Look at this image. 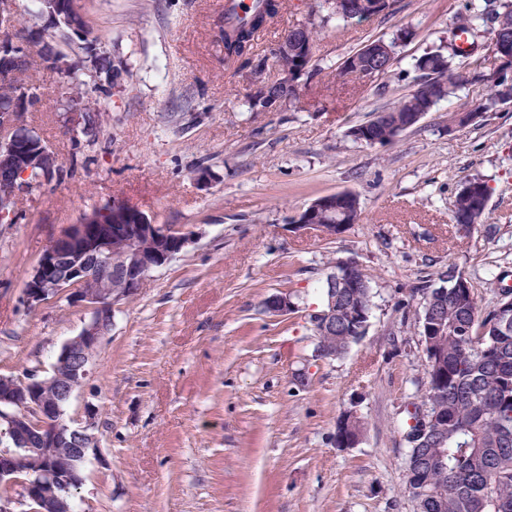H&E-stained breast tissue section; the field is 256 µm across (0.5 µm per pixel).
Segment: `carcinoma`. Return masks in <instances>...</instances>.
Wrapping results in <instances>:
<instances>
[{"label":"carcinoma","instance_id":"obj_1","mask_svg":"<svg viewBox=\"0 0 512 512\" xmlns=\"http://www.w3.org/2000/svg\"><path fill=\"white\" fill-rule=\"evenodd\" d=\"M278 0H262L261 7L253 13L264 25L274 22L280 12ZM498 24L512 31V0H472L469 13L462 18L458 29L472 33L490 24L491 16ZM220 33L216 35V52L226 63L241 62L254 65L258 70L267 61L279 63L275 51L260 57L255 54V37L260 29L251 20L229 22L225 16L218 18ZM79 37L84 53L78 61L60 70L62 79L70 86V95L64 111L86 108V97L91 89L80 78V71L87 69L105 74L107 83L119 75L112 59L98 53V30L90 19H85ZM299 38L293 45L294 53L288 63L296 59L309 64L313 60L314 31L302 25ZM70 42V30L59 22L58 33L48 36L24 37L17 48L22 58L16 83L29 87L32 95L30 111L42 104L37 88L27 81V72L35 64L57 63L67 60L58 48ZM457 51L448 54L438 48L415 59L414 70L419 72V82L431 87L430 94L414 91L382 110L384 116L374 117L348 129V136L355 142L373 146L395 141L394 125L402 124L415 112L426 113L442 99L455 94L459 87L476 81L483 75L486 56L470 52L468 70L458 71L455 66ZM367 69V59L358 50L350 53L336 68V76L362 78ZM505 96L502 84L491 86L479 106L480 113L493 112ZM17 168L29 170L26 178L34 192H40L52 181L64 176V166L51 169V165L20 159ZM489 187L479 178L465 180L454 201L452 222L457 232L467 235L486 216ZM358 204V196L342 192L333 214L316 213V224H343L350 219L349 208ZM456 266L438 274L437 281L412 289L423 298V305L436 307L439 322L448 328L444 336H429L425 325H420V335L429 345V356L424 360L426 390L413 410L408 412L403 439L407 447V468L411 477L406 487L417 503V512H512V320L506 322L500 313L501 300L489 308L480 307L473 285L455 288L446 282ZM358 288H345L336 292V336H322L313 332L314 346L336 350L341 356L351 345L361 341L368 333L365 320L354 321L364 313L371 314L373 302L368 273L354 269ZM428 404L435 416L437 429L434 443L438 448H423L417 438L418 424L415 409Z\"/></svg>","mask_w":512,"mask_h":512}]
</instances>
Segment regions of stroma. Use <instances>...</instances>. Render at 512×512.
I'll use <instances>...</instances> for the list:
<instances>
[{
    "mask_svg": "<svg viewBox=\"0 0 512 512\" xmlns=\"http://www.w3.org/2000/svg\"><path fill=\"white\" fill-rule=\"evenodd\" d=\"M100 47L122 69L97 94L100 132L64 126L57 70L28 76L44 103L27 121L74 175L20 196L0 224V376H47L87 312L66 299L23 302L50 239L84 213L126 199L191 244L115 307L65 418L95 407L99 452L74 491L76 512H416L406 488L404 403L424 389L411 288L456 264L482 304L512 286V99L474 125L448 116L481 104L477 81L441 100L395 143L366 146L349 127L417 87L415 58L446 41L470 0H398L393 14L327 21L321 0H281L255 51L291 27L313 28L319 71L299 79L302 110L251 112L248 71L212 43L224 0H82ZM410 36L389 76L340 79L335 67L376 38ZM211 180L198 185L194 170ZM490 188L470 235L451 214L465 179ZM355 192L360 218L333 239L292 221L315 198ZM355 257L371 277L367 336L343 357L313 355L310 317L331 262ZM286 293L295 312L264 301ZM357 408L364 432L340 448L336 421Z\"/></svg>",
    "mask_w": 512,
    "mask_h": 512,
    "instance_id": "1",
    "label": "stroma"
}]
</instances>
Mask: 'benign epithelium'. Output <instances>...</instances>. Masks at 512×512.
<instances>
[{"instance_id":"7a95c632","label":"benign epithelium","mask_w":512,"mask_h":512,"mask_svg":"<svg viewBox=\"0 0 512 512\" xmlns=\"http://www.w3.org/2000/svg\"><path fill=\"white\" fill-rule=\"evenodd\" d=\"M15 16L0 8V79H8L19 58L5 51L8 44L21 42ZM493 50L503 61L512 59V39L495 30ZM368 59L387 55L383 64L367 75V80L384 77L395 55L383 41L372 40L362 46ZM302 70L288 68L275 84L261 83L266 110L271 112L299 94L298 78ZM22 112L0 113V161L25 152L31 147V134L23 133L26 124ZM0 221L14 217V203L27 192L14 172L0 164ZM112 223L101 224L95 213L82 217L59 232L47 245L32 267L23 290L24 302L37 309L65 296L89 314L80 334L66 342L53 365V373L45 378L35 374L0 389V436L11 447L0 450V484L19 487L25 503L35 502L39 512H73L71 488L83 484V466L90 456L97 455V440L92 429L96 410L87 412L82 426H73L63 419L66 406L75 391L90 374L95 351L112 327L115 305L135 294L150 274L164 265L191 243L189 233L171 224H158L137 206L114 199ZM299 229H314L319 235L334 238L346 228L344 224H312L304 218ZM118 267L122 287L112 285V267ZM353 265L341 260L331 265L327 274L340 288H354ZM294 307L286 294L267 299L265 311L285 315ZM314 323L336 328V298H330V310L314 314ZM38 461L32 478L17 477L22 460Z\"/></svg>"}]
</instances>
